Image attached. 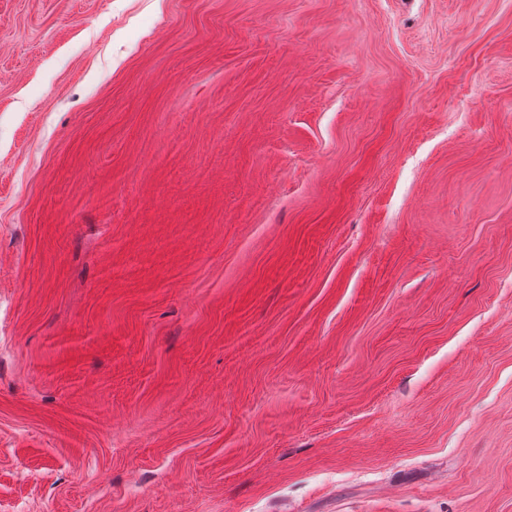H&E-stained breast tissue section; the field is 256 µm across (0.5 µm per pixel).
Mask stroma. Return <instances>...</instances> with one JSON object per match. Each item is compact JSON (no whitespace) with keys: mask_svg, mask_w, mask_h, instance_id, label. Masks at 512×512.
<instances>
[{"mask_svg":"<svg viewBox=\"0 0 512 512\" xmlns=\"http://www.w3.org/2000/svg\"><path fill=\"white\" fill-rule=\"evenodd\" d=\"M0 512H512V0H0Z\"/></svg>","mask_w":512,"mask_h":512,"instance_id":"1","label":"stroma"}]
</instances>
